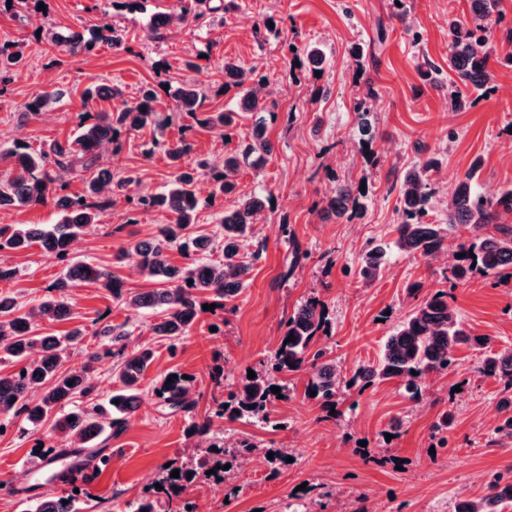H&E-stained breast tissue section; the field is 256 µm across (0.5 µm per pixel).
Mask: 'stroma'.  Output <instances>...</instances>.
<instances>
[{
    "label": "stroma",
    "mask_w": 512,
    "mask_h": 512,
    "mask_svg": "<svg viewBox=\"0 0 512 512\" xmlns=\"http://www.w3.org/2000/svg\"><path fill=\"white\" fill-rule=\"evenodd\" d=\"M402 3L403 24L392 17L393 0H235L228 10L173 22L158 37L150 30L154 16L176 13L177 0H19L0 6V44L13 43L22 53L0 92V179L14 169V142L37 152L71 138L98 113L113 111L112 100L83 102L84 89L94 81L119 86L129 102L146 86L158 91L159 126L125 134L120 148L104 147L100 159L113 181L134 178L135 195L161 192L177 169H194L200 156L222 158L252 129L248 117L225 139L194 126L167 87L191 83L205 93L206 109L235 108V90L222 88L224 62L233 59L244 71L265 76L277 114L268 125L271 154L262 169L241 166L236 193L214 194L208 176L197 179L196 229L215 243L202 255L205 263L221 260L220 220L239 196L270 200L240 244L252 270L227 309L204 311L173 353L151 335L152 313L118 304L95 283L71 288L68 319L37 323L41 333L57 336L82 329L87 350L96 348L98 331L109 324L126 332L127 349L154 351L141 380L140 408L125 432L108 442L110 468L77 493L79 512H125L176 455L212 443L229 447L240 438L291 449L293 460L274 481L262 465L234 467L224 482H194L184 497L196 512H354L360 500L381 512H452L456 499L483 494L494 473L512 469V442L498 444L494 434L503 417L501 387L478 373L476 349H457L455 367L429 377L417 402L404 396L397 381L358 384L330 417L307 396L308 375L301 372L289 376L287 398L274 403L277 426L217 418L203 437L189 434L188 417L166 414L154 393L166 372L192 374L196 412L209 414L214 396L236 390L248 370L271 359L288 317L311 297L328 307L329 359L351 376L377 359L386 336L411 313V285L426 293L448 286V262L411 258L394 245L401 220L399 178L415 160L416 145H425L439 162L429 222L446 221L452 188L472 164L480 166L477 186L484 194L512 186V162L504 158L512 149V65L504 62L512 43L498 37L490 42L495 87L478 96L448 67V19L466 18L469 0ZM106 22L124 30L123 45L100 46L80 61L59 54L45 38L50 30L87 35ZM311 44L325 56L317 72L304 53ZM429 64L437 70L432 85L421 76ZM363 69L373 74L379 91L369 115L378 138L365 152L354 111L363 95ZM42 94L51 97L44 112L25 115L24 103ZM459 95L470 100L460 110L453 105ZM182 133L193 149L176 168L152 142L173 141ZM339 183L364 188L363 209L349 219L313 211ZM126 196L113 194L96 228L75 243L73 257L115 269L127 287L144 291L158 282L126 251L173 216L159 210L129 223ZM373 241L386 244L387 251L379 277L366 283L359 276L361 254ZM0 261L17 270L14 279L0 282V292L17 296L26 309L66 270L64 262L35 246L0 251ZM451 289L452 307L476 334L493 337L495 348H512V276L478 274ZM447 411L453 419L442 446L432 433ZM57 441L51 423L35 431L20 417L0 433V482L16 490L12 496L0 493V512H29L50 489L26 472L35 467L39 447Z\"/></svg>",
    "instance_id": "1"
}]
</instances>
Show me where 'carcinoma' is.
<instances>
[{"instance_id":"cac0c4a2","label":"carcinoma","mask_w":512,"mask_h":512,"mask_svg":"<svg viewBox=\"0 0 512 512\" xmlns=\"http://www.w3.org/2000/svg\"><path fill=\"white\" fill-rule=\"evenodd\" d=\"M470 19L448 20L452 39L449 43L448 61L458 80L466 87L485 93L493 87V74L489 68L490 55L487 44L494 34L491 17L497 0H469ZM202 0H179L180 20L199 15ZM171 15L158 14L152 22L154 35L167 28ZM54 49L70 58L83 59L93 54L96 44L108 43L122 46L123 34L106 24L90 39L79 34L63 37L54 33L50 37ZM18 60V54L0 47V82L8 78L10 66ZM224 87L240 89L237 109L208 112L202 110L205 95L192 84L184 83L174 93L178 107L190 113L196 124L224 137V130L237 125L238 120L249 112L259 115L251 137L247 138L238 153H226L220 161L202 158L197 168L211 176L214 190L229 194L236 188L235 176L240 168V158L254 157V165L260 166L271 153L272 145L266 136V118H275L269 111L266 86L261 76L249 87H244L243 70L233 61L224 60ZM366 95L355 102L358 129L370 145L376 140L367 120L369 101L377 91L371 76L364 78ZM121 95L116 87L93 85L85 89L84 101L115 99ZM155 89L141 91L132 103L125 100L111 112L103 113L92 124L79 126L78 134L64 143L54 142L48 149L31 153L24 144L10 150L15 160V174L0 180V209L33 207L51 203L62 214L58 224H16L0 227V250H25L34 245L51 252L61 260L69 259L75 239L99 223L100 212L111 204L103 196L105 188L112 184V172L100 167V148L105 143H118L121 133L152 127L157 121ZM268 117H263V114ZM172 163H177L191 152V142L181 137L162 144ZM437 159L420 158L407 168L401 182L402 221L398 225L395 247L408 257H420L426 261L437 258L448 249V237L459 227L468 229L470 236L458 244L463 257L456 259L450 268V279L464 281L475 273L497 274L512 269V189L486 196L476 189L475 175L480 162L454 186L448 220L444 224L428 221L433 197L432 173ZM89 171L82 195L68 193L66 177L76 170ZM195 176L183 172L171 187L154 195L128 197L140 212L163 209L172 213L170 224L160 225L155 234L131 245L129 254L134 256L138 267L150 277L160 276L168 284L166 288L148 291H132L115 272L86 262L67 266L63 277L49 286L50 296L25 313L20 312L18 299L0 294V360L12 359L18 369L8 375H0V431L14 417L24 416L36 429L47 419L54 421V430L65 441V447L54 449V457L77 456L86 444L106 432L120 433L140 406V381L145 370L152 364L154 353L147 347L128 351L122 345L125 333L105 325L98 332L102 337L96 349L89 353L86 367L81 371L64 367L66 358L82 346V332L72 330L59 337L39 334L35 320L46 318L60 320L71 313L70 288L77 282H97L112 294L117 302L137 311L153 309L159 317L149 326L150 333L170 341L169 350L175 352L177 344L192 330L203 311L208 298L221 300L226 307L245 287L251 266L239 255V240L247 235L256 216L265 206L264 198L244 195L235 209L224 212L220 220L224 237L223 260L218 264H203L192 260L185 267L171 265L169 251L180 246L185 253L197 254L210 247L212 239L205 234L195 235L191 230L197 224L199 200L193 189ZM360 193H353L348 185L338 184L331 195L320 201L319 213L343 218L361 209ZM495 232H488V228ZM384 249L381 246L368 249L362 255L359 274L365 282L379 275ZM417 297L411 314L387 336L382 352L375 363L362 364L353 377L346 381L327 358V342L331 338L330 321L325 304L310 298L302 304L285 323L283 335L273 358L255 371V377L245 379L242 387L215 400L216 416L231 420H250L269 425L273 423L271 405L278 395H286L287 385L283 376L309 371L306 391L315 392V399L322 409L329 412L340 402L343 387L359 381L401 380L407 397L420 399L427 389V379L442 374L455 366L454 352L461 346L477 348L484 352L478 371L495 379L501 386L504 398L501 406L512 408V349L494 351L493 340L482 336L464 324L448 301V292L437 290L421 293L418 284L410 288ZM295 341L289 342V335ZM115 361L113 369L121 383L119 393L107 404L92 400L87 371L98 364ZM172 383H167V379ZM193 377L183 378V373L171 370L160 377L155 394L163 409L170 413H191L195 408ZM280 388L276 395L271 387ZM261 452L268 466V478L280 473V465L287 454L278 448H257L247 439L237 441L231 455H253ZM274 453L268 458V453ZM226 454L221 446L202 448L189 457L170 460V466L162 467L154 482L161 488L151 487L147 495L128 504V512H194L187 509L190 502L182 498L187 485L199 476H207L211 469L215 477L223 480L230 470L222 468L216 459ZM112 455L104 449H96L85 463L74 469L85 472V481L91 482L107 469ZM179 470V477L171 473ZM512 503V478L502 474L492 476L486 492L476 500L459 502L455 512H501V506ZM35 512H78L75 495L45 496L35 506Z\"/></svg>"}]
</instances>
